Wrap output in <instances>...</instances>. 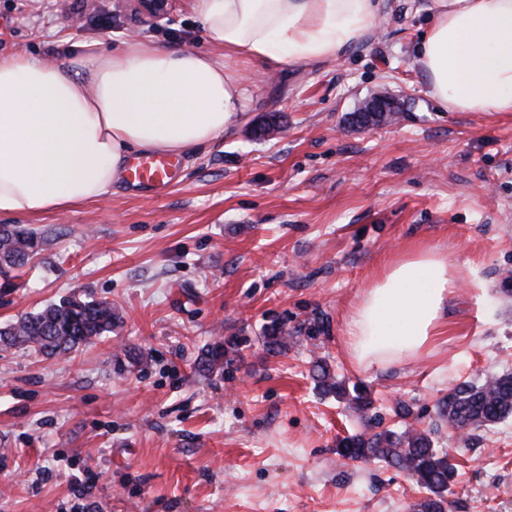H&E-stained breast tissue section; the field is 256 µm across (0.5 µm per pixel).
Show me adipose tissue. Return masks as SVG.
Listing matches in <instances>:
<instances>
[{
	"label": "adipose tissue",
	"instance_id": "obj_1",
	"mask_svg": "<svg viewBox=\"0 0 512 512\" xmlns=\"http://www.w3.org/2000/svg\"><path fill=\"white\" fill-rule=\"evenodd\" d=\"M381 8L382 0H196L209 51L131 38L110 52L74 44V57L57 65L0 56V215L98 200L135 153L194 154L245 111L229 60L285 70L338 59ZM428 12L414 53L431 97L451 112H512V0H430ZM456 280L433 248L391 265L349 316L357 364L420 354Z\"/></svg>",
	"mask_w": 512,
	"mask_h": 512
}]
</instances>
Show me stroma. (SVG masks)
<instances>
[{"instance_id":"obj_1","label":"stroma","mask_w":512,"mask_h":512,"mask_svg":"<svg viewBox=\"0 0 512 512\" xmlns=\"http://www.w3.org/2000/svg\"><path fill=\"white\" fill-rule=\"evenodd\" d=\"M428 21L423 0H386L339 60L232 61L245 114L181 159L163 195L122 181L61 215H0L43 239L0 287V326L71 296L121 316L62 358L0 352V512H416L427 493L405 472L336 453L343 437L407 429L453 458L445 512H512V418L460 440L438 416L459 387L512 372V112L439 107L414 55ZM132 36L210 46L194 0L158 22L124 0H0L1 55L61 63L73 43ZM377 94L399 120L353 124ZM419 247L460 279L437 336L356 365L353 307ZM274 321L279 354L262 340ZM232 336L249 344L230 371L198 372L202 348ZM319 360L371 410L323 393Z\"/></svg>"}]
</instances>
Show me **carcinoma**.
Returning a JSON list of instances; mask_svg holds the SVG:
<instances>
[{"mask_svg": "<svg viewBox=\"0 0 512 512\" xmlns=\"http://www.w3.org/2000/svg\"><path fill=\"white\" fill-rule=\"evenodd\" d=\"M42 237L31 229L13 224L0 225V274L26 266L41 250ZM120 316L108 301H84L66 298L43 309L26 314L15 322L0 327V350L30 348L48 358L73 353L81 347L112 332ZM263 341L272 352L285 347L283 327L270 323L263 331ZM234 338L217 341L201 352L199 369L214 374L224 371L237 351ZM318 387L338 399L349 400L361 410L372 407L368 392L357 386L346 388L331 376L327 365H315ZM439 416L451 427L478 429L512 417V373L493 376L480 385H466L448 396ZM341 457L358 461L377 460L407 471L429 497L419 504L420 512H443L445 493L455 475L448 454L431 446L423 433L407 430L398 434L391 430L370 437L352 436L341 440L336 448Z\"/></svg>", "mask_w": 512, "mask_h": 512, "instance_id": "cac0c4a2", "label": "carcinoma"}]
</instances>
